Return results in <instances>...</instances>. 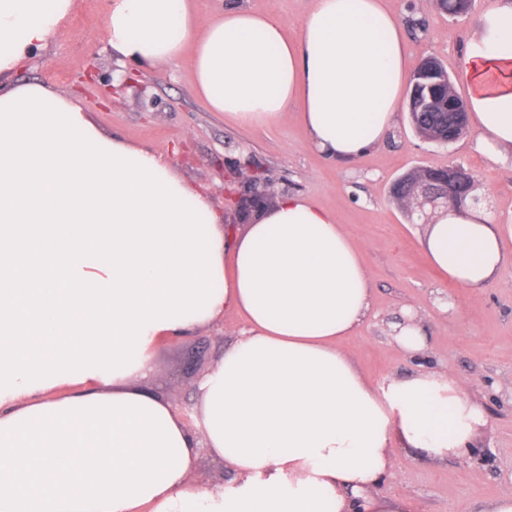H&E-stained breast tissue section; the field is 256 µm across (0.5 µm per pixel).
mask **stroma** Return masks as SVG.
Listing matches in <instances>:
<instances>
[{
  "instance_id": "35a3bbf8",
  "label": "stroma",
  "mask_w": 512,
  "mask_h": 512,
  "mask_svg": "<svg viewBox=\"0 0 512 512\" xmlns=\"http://www.w3.org/2000/svg\"><path fill=\"white\" fill-rule=\"evenodd\" d=\"M501 0H474L470 12L451 17L437 0H385L404 27L408 70L435 57L451 76L466 64L465 44L482 15ZM101 0H76L75 9L49 46L15 74L14 83L42 82L74 95L107 135L162 152L172 169L199 185L213 204L227 205L238 185V162L252 157L274 183L276 194H298L336 215L370 274V312L341 345L372 383L389 376L442 370L462 381L484 407L488 424L473 449L445 461L397 448L393 470L379 495H406L416 512H483L486 504L512 494V263L481 290L470 292L429 264L421 247L425 220L410 219L391 196L392 182L418 168L460 165L474 177L479 194L512 252V164L493 165L471 150L473 133L449 145L418 137L406 108L384 142L352 162L329 160L311 149L295 117L265 128L227 123L196 96L186 66L160 65L140 71L107 108L74 82L87 65L112 71ZM146 86L139 94L138 86ZM449 310H441V303ZM418 317L426 348L414 358L392 338L405 311ZM228 315L192 333L166 339L155 354L153 374L141 388L191 410V374L209 371L217 355L243 328Z\"/></svg>"
}]
</instances>
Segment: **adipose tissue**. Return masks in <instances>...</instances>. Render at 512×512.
Listing matches in <instances>:
<instances>
[{
    "instance_id": "ef3b65f1",
    "label": "adipose tissue",
    "mask_w": 512,
    "mask_h": 512,
    "mask_svg": "<svg viewBox=\"0 0 512 512\" xmlns=\"http://www.w3.org/2000/svg\"><path fill=\"white\" fill-rule=\"evenodd\" d=\"M75 0H0V80L47 47ZM119 63L183 64L239 126L294 113L336 161L379 146L408 93L407 42L384 0H313L295 38L270 12L103 0ZM460 74L474 149L512 160V0L485 13ZM421 246L484 288L505 249L493 215L438 210ZM372 284L335 215L284 194L250 224L149 146L104 134L41 82L0 91V512H414L372 489L393 448L470 452L482 405L442 371L370 383L339 341ZM244 330L195 388V422L140 390L157 345L222 316ZM227 486L191 483L199 448Z\"/></svg>"
}]
</instances>
